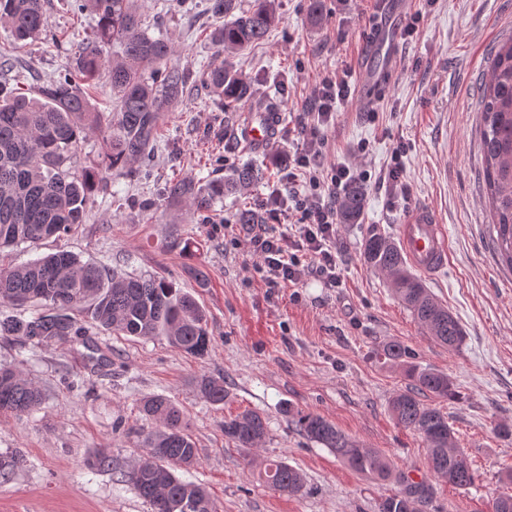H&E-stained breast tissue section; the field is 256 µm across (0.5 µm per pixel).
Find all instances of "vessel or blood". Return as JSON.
Listing matches in <instances>:
<instances>
[{"mask_svg":"<svg viewBox=\"0 0 512 512\" xmlns=\"http://www.w3.org/2000/svg\"><path fill=\"white\" fill-rule=\"evenodd\" d=\"M404 4L405 0H386L378 9L380 17L373 47L381 55L382 62L364 66L358 72V83L366 101L376 100L392 80L399 38V29L393 20L397 14L404 12ZM277 133L275 117L265 115L258 122L249 125L247 137L253 146L263 149L272 144ZM400 239L408 259L417 269L425 273H435L446 267V234L433 211L424 207L415 208L400 226Z\"/></svg>","mask_w":512,"mask_h":512,"instance_id":"b4317fda","label":"vessel or blood"}]
</instances>
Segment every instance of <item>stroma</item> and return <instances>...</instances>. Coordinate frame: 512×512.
I'll return each mask as SVG.
<instances>
[{
    "instance_id": "35a3bbf8",
    "label": "stroma",
    "mask_w": 512,
    "mask_h": 512,
    "mask_svg": "<svg viewBox=\"0 0 512 512\" xmlns=\"http://www.w3.org/2000/svg\"><path fill=\"white\" fill-rule=\"evenodd\" d=\"M279 19L265 44L234 57L245 78L262 79L280 129L294 125L311 87L325 73L358 69L372 53L368 22L375 0H322L314 22L310 0H279ZM48 25L25 48L13 49L0 27V52L12 71L6 82L36 87L39 79L71 68L96 20L70 0H44ZM208 0H142L150 35L164 33L176 53L173 64L197 84L216 48L206 29L217 20ZM512 36V0H437L417 39L403 45L393 80L370 122L359 99L342 106L328 132L337 158L357 143L369 145L366 163L383 170L397 142L403 158L410 206L426 205L448 233V265L424 277L430 292L466 332L460 352L451 353L427 336L394 296L389 279L367 268L362 243L370 231L397 239L405 211L391 208L384 189L364 186L357 223L340 225L336 251L343 285L327 288L309 280L303 288H266L248 268L244 252L226 253L214 225L235 220L278 180L272 150L255 149L237 135L224 151L220 103L201 93L186 96L164 116L162 141L147 175L113 177L95 191L88 218L75 232L42 245H20L0 255L20 265L65 249L81 260L126 272L154 273L191 294L204 310L211 337L196 358L166 341L104 333L94 338L109 356V374L66 345L37 347L13 337L0 341V366L21 370L44 393L33 414H0V453H20L25 464L0 483V512H150L124 475L145 455L142 431L151 429L139 413L141 401L163 395L182 409L198 460L181 471L203 484L222 512H377L378 502L398 489L352 471L323 445L303 436L285 416L292 405L326 418L346 434L387 456L395 470L420 478L428 473L427 451L412 430L397 424L388 403L408 385L382 349L394 342L415 353L423 368L447 373L456 394L432 400L448 415L459 450L478 474L475 486L458 489L433 483L436 512H490L512 469V274L491 243L490 214L482 191L476 103L494 46ZM256 163L266 177L246 194H226L208 223L185 222L186 204L168 200L166 182L187 175L215 177L223 167ZM156 210L144 211L146 202ZM223 378L228 396L214 405L197 391L201 375ZM247 409L263 412L268 434L262 446L228 444L224 420ZM107 450L111 467L89 466ZM297 467L300 494L279 493L260 479L272 460Z\"/></svg>"
}]
</instances>
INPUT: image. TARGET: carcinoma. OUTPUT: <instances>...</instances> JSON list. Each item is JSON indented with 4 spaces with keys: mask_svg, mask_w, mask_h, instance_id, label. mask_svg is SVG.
<instances>
[{
    "mask_svg": "<svg viewBox=\"0 0 512 512\" xmlns=\"http://www.w3.org/2000/svg\"><path fill=\"white\" fill-rule=\"evenodd\" d=\"M78 8L91 10L98 21L94 40L81 48L72 70L43 80L33 97L18 86L0 83V250L60 237L85 223L89 198L100 185L135 162L151 161L163 113L172 110L186 89L189 76L169 64L174 46L162 35L148 34L139 0H78ZM208 9L224 23L211 33L217 53L202 70V85L233 112L256 98L257 90L233 69L230 57L263 44L278 19L277 0H251L241 10L236 0H209ZM0 24L10 32L14 48L27 45L47 27L43 0H0ZM104 68L115 94L110 112L96 110L83 88ZM477 111L493 249L512 273V36L500 41L491 55ZM90 130L102 134L105 167L78 171L73 158ZM262 176V168L251 163L233 169L228 179L180 178L169 183L166 195L187 202L198 216L224 202V193L247 191ZM362 211V192L352 188L342 199L343 223H351ZM361 256L367 266L390 277L395 295L427 335L450 351L461 349L465 332L459 321L408 270L394 242L373 233L366 237ZM2 303L43 307L29 317L0 320L1 339L17 336L33 347L80 342L89 349L92 327L110 334L164 339L198 358L207 354L211 342L204 310L173 282L162 276L111 272L63 249L20 266L0 263ZM383 354L404 367L410 380L409 388L397 392L389 408L399 425L424 440L431 474L459 489L473 485L476 473L457 449L448 417L418 398L424 392L437 399L453 397L452 378L415 365L413 353L403 344L392 343ZM197 388L213 404L224 403L227 396L222 378L203 375ZM42 400V391L20 372L0 368V412L29 413ZM285 413L308 439L334 452L351 469L381 481L396 480L398 491L381 499L377 512H431L433 489L427 478L416 481L403 472L393 474L385 455L318 414L290 406ZM140 414L159 421L161 427L144 435L148 451L128 472L127 481L151 512H219L204 487L175 473L197 461V448L186 432L181 410L156 395L143 400ZM267 433L266 419L255 410L224 419V437L237 447L252 448ZM23 464L16 454H1L0 481L8 480ZM265 481L290 495L304 486L300 471L285 461L268 464Z\"/></svg>",
    "mask_w": 512,
    "mask_h": 512,
    "instance_id": "1",
    "label": "carcinoma"
}]
</instances>
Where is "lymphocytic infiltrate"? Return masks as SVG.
<instances>
[{
  "mask_svg": "<svg viewBox=\"0 0 512 512\" xmlns=\"http://www.w3.org/2000/svg\"><path fill=\"white\" fill-rule=\"evenodd\" d=\"M352 77L348 68L333 72L311 89L304 112L284 135L294 149L282 164L277 185L257 203L260 223L241 234L232 224L224 226L225 247L253 256L252 269L267 287L297 286L311 278L328 288L342 286L336 232L340 201L352 186L374 182L384 187L390 203L409 200L402 162L407 143H397L379 175L364 163L366 144L357 145L346 159L332 154L328 131L353 94Z\"/></svg>",
  "mask_w": 512,
  "mask_h": 512,
  "instance_id": "obj_1",
  "label": "lymphocytic infiltrate"
}]
</instances>
